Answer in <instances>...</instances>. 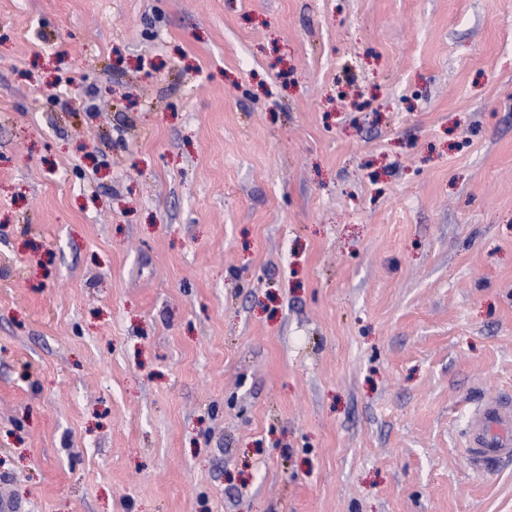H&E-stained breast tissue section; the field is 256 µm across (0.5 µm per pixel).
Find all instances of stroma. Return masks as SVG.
I'll return each instance as SVG.
<instances>
[{"label":"stroma","mask_w":512,"mask_h":512,"mask_svg":"<svg viewBox=\"0 0 512 512\" xmlns=\"http://www.w3.org/2000/svg\"><path fill=\"white\" fill-rule=\"evenodd\" d=\"M512 0H0V500L512 512ZM465 448L467 459L477 468L512 461V398L491 397L473 410Z\"/></svg>","instance_id":"obj_1"}]
</instances>
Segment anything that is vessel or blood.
Returning a JSON list of instances; mask_svg holds the SVG:
<instances>
[{
  "label": "vessel or blood",
  "instance_id": "vessel-or-blood-1",
  "mask_svg": "<svg viewBox=\"0 0 512 512\" xmlns=\"http://www.w3.org/2000/svg\"><path fill=\"white\" fill-rule=\"evenodd\" d=\"M465 448L468 460L478 468L512 461V398L491 397L473 410Z\"/></svg>",
  "mask_w": 512,
  "mask_h": 512
}]
</instances>
